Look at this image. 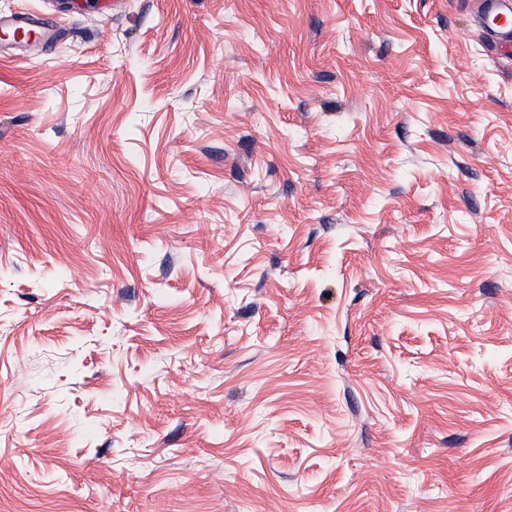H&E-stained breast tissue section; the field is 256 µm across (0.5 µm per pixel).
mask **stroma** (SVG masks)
Listing matches in <instances>:
<instances>
[{"label":"stroma","instance_id":"35a3bbf8","mask_svg":"<svg viewBox=\"0 0 512 512\" xmlns=\"http://www.w3.org/2000/svg\"><path fill=\"white\" fill-rule=\"evenodd\" d=\"M0 512H512V60L470 0H0ZM1 32L33 33L32 41H26L28 50L43 48L52 38L53 32L27 11L0 14ZM34 34L36 35L34 37Z\"/></svg>","mask_w":512,"mask_h":512}]
</instances>
